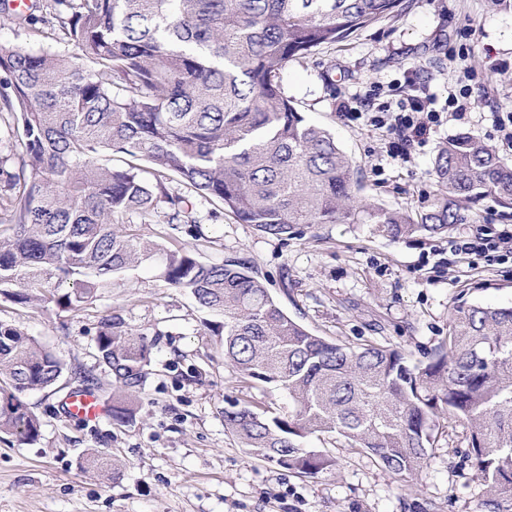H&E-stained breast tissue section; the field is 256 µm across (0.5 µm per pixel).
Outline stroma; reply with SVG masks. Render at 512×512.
Returning a JSON list of instances; mask_svg holds the SVG:
<instances>
[{"mask_svg":"<svg viewBox=\"0 0 512 512\" xmlns=\"http://www.w3.org/2000/svg\"><path fill=\"white\" fill-rule=\"evenodd\" d=\"M48 49L77 55L63 40L27 27L0 26V48ZM381 87L380 102L424 92L441 115L424 146L391 159L383 127L338 110L340 97ZM285 94L306 119L328 130L355 163L359 195L388 210L417 212L440 192L433 160L448 137L466 132L491 141L506 161L512 148L492 137V115L512 112V13L486 0H406L399 13L346 41L289 62ZM471 107L451 115L448 95ZM170 192L191 197L203 234L170 236L163 213L130 216L124 231L165 247H185L201 259H248L284 312L311 333L347 345L370 340L421 360L448 336L457 298L512 306V258L455 253L444 237L390 238L373 224H310L284 240L242 224L232 215L211 220V205L178 181ZM464 223L452 236H474L490 224L512 225V211L492 200L462 205ZM152 343L151 360L124 422H86L63 413L78 388L74 369L93 375L94 392L111 404L117 387L97 357L102 319ZM191 297L169 286L160 266L145 263L114 280L81 312L51 304L0 301V321L24 330L67 366L56 385L27 401L42 422L32 445L0 435V512H479L483 486L461 463L466 425L446 419L418 475L399 482L373 456L329 434L309 447L336 458V470L306 477L249 455L224 428L227 402L253 401L287 409L273 386L248 385L224 362ZM97 450L118 464L117 474L80 466Z\"/></svg>","mask_w":512,"mask_h":512,"instance_id":"stroma-1","label":"stroma"}]
</instances>
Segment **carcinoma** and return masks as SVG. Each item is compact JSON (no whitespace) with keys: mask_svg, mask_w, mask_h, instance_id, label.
Masks as SVG:
<instances>
[{"mask_svg":"<svg viewBox=\"0 0 512 512\" xmlns=\"http://www.w3.org/2000/svg\"><path fill=\"white\" fill-rule=\"evenodd\" d=\"M403 0H42L40 14L0 19L61 34L84 62L49 51L0 49V113L21 129L18 171L0 168V299L92 305L114 279L162 258L166 284L192 296L246 383L288 395V411L238 401L224 426L256 458L315 477L336 460L306 446L335 433L391 475L420 472L440 420L470 428L462 463L485 486L481 512H512V307L462 301L448 339L427 361L397 347L351 346L288 317L244 259L201 261L121 233L132 214L163 203L166 223L202 235L193 205L168 191L178 179L267 235L302 224H376L393 238L448 234L459 202L512 209V164L479 137L448 138L434 159L443 193L412 213L356 196L354 162L285 95L288 62L341 42L398 11ZM128 158L112 165V155ZM99 361L126 396L137 393L151 345L115 319L100 322ZM63 363L23 330L0 322V432L35 443L41 421L26 402L56 384ZM81 466L118 470L91 450Z\"/></svg>","mask_w":512,"mask_h":512,"instance_id":"carcinoma-1","label":"carcinoma"}]
</instances>
